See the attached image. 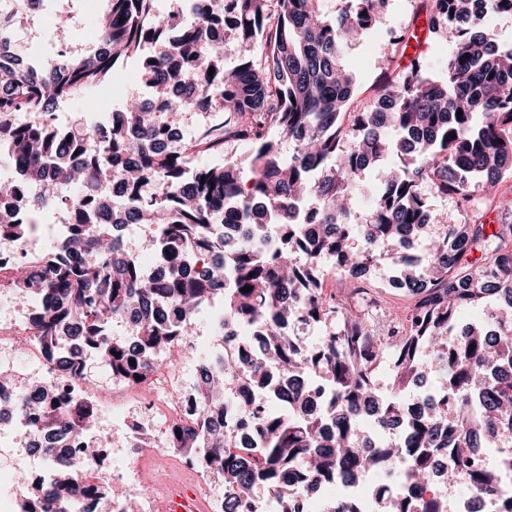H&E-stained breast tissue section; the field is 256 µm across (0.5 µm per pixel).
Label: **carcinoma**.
Instances as JSON below:
<instances>
[{
  "label": "carcinoma",
  "mask_w": 512,
  "mask_h": 512,
  "mask_svg": "<svg viewBox=\"0 0 512 512\" xmlns=\"http://www.w3.org/2000/svg\"><path fill=\"white\" fill-rule=\"evenodd\" d=\"M107 2L100 47L61 50L38 64L15 50L17 13L0 8V141L12 148L6 160L18 162L25 175L21 185L0 182V196L22 193L25 207L38 210L57 204L54 189L74 182L71 174H81L84 184L66 200L79 214L71 255L15 268V285L53 301L42 336L50 344L88 343L112 373L136 375L161 357L170 339L155 302L192 316L217 298L224 315L258 329L261 355L224 361L223 375L205 381L201 399L223 403L247 379L256 394L248 424L264 447L243 446L230 426L189 428L182 438L187 452L206 456L224 478V512H239V500L257 484L267 488L276 512H297L298 495L346 471L382 472L378 504L384 512H409L405 487H430L432 456L443 448L455 459L448 474L476 499L503 497L512 451L482 467L470 449L512 440V224L484 223L475 203L479 193L494 196L503 176L512 174V45L498 44L490 23L512 14V0H419L414 29L395 41L407 48L419 41L420 30L445 36L442 79L388 57L383 73L390 78L380 86L379 106L359 110L345 49L353 38L379 32L383 0H339L332 15L320 0H233L229 30L241 53L230 68L210 47V20L178 23L172 14L159 15L155 0ZM257 44L262 52L255 56ZM137 52L146 83L165 100L164 112L132 102L105 130L86 124L77 132L59 122L58 101L112 84L117 62ZM172 53L193 73L176 98L170 86L185 84L186 73L170 67ZM204 105L227 114L223 139L202 131L180 151L157 147L186 110ZM129 129L140 136L134 150L143 157L141 167L118 165L129 149ZM272 131L293 141L291 154L281 155ZM222 140L246 145L249 163L232 156L221 166L196 163ZM86 145L83 163H72ZM370 170L379 179L370 219L350 224L348 200ZM147 174L155 188L139 196L135 185ZM93 180L119 181L130 196L90 202ZM425 188L459 200L457 223L434 224ZM94 209L112 214L115 225H156L161 235L154 245L174 268L142 278L119 236L84 229ZM221 222L235 226L236 238L212 232ZM432 225L420 257L404 252L411 236ZM27 233L28 225L0 215V235ZM220 247L226 273L186 278L175 268L188 250L206 254ZM87 252L101 262L85 263ZM328 258L361 272L390 260L413 305L391 310L357 285L347 295L324 294ZM245 286L252 290L241 292ZM466 307L483 310L484 323L460 327ZM119 316L132 326L130 352L107 336ZM63 319L72 323L68 336L58 335ZM292 324H334L342 333L311 347L307 337L288 332ZM450 336L456 337L451 344ZM425 359L433 392L454 401L451 417L436 406L417 415L406 407L407 381ZM384 362L392 385L380 400L371 365ZM307 365L322 378L324 411H315L301 387L291 416L269 411L277 397L274 379H290ZM362 406L377 409L380 427L396 428L376 455L366 452L369 439L357 414ZM75 493L103 497L98 486H80L76 472L59 471L52 494L30 500L23 512H67Z\"/></svg>",
  "instance_id": "obj_1"
}]
</instances>
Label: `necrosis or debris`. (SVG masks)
<instances>
[{
	"mask_svg": "<svg viewBox=\"0 0 512 512\" xmlns=\"http://www.w3.org/2000/svg\"><path fill=\"white\" fill-rule=\"evenodd\" d=\"M75 224L74 214L64 215L48 208L39 214L37 222L30 224L25 238L10 240L0 247V296L14 301L11 313L0 312V356H22L29 366L27 375L0 381V428H11L34 457H42L44 448H51L52 458L36 478L40 491L46 494L53 488L56 470L76 469L81 483L96 486L103 482L105 474L101 456L90 459L85 456L86 446L97 440L92 423L77 425L67 419H49L24 410L20 402L28 397L32 386L42 387L52 404L74 403L90 412L94 420L110 419V435L120 439L122 447L130 451L124 488L109 498L75 495L70 512H124L128 498L139 492L145 463L162 458L177 459L178 469L155 475L158 496L142 498L141 512H155L158 498L172 499L182 471L190 474V486L203 501L206 512H224V498L215 492L211 463L185 453L178 446L176 434L187 427H201L207 420L245 423L246 411L253 405L254 390L245 383L237 386L238 411L225 412L219 403L210 405L207 414H200L198 380L185 377L178 367L177 356L188 342L187 337L179 334L169 341L168 360L152 362L142 378L118 376L113 378L110 388L91 387L80 368L92 357V349L74 343L46 345L38 328L45 309L43 296L13 286L12 273L18 264L41 265L44 254L41 240L52 239L58 250L69 246ZM452 466L447 452H440L433 468L437 491L406 489L412 512H423L425 503L434 495L447 498L448 512H499L495 500L484 501L479 506L471 498L453 499L447 479ZM338 496L354 501L358 512H371L370 495L364 493L359 481L349 478L337 479L318 492L300 498L299 505L302 512H324L330 500Z\"/></svg>",
	"mask_w": 512,
	"mask_h": 512,
	"instance_id": "4bbe7bcc",
	"label": "necrosis or debris"
}]
</instances>
